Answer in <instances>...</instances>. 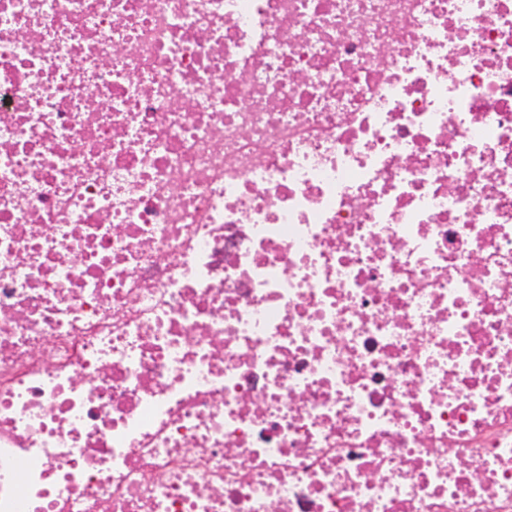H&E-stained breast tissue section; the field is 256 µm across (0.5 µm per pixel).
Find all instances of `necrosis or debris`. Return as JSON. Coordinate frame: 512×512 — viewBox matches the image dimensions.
I'll return each mask as SVG.
<instances>
[{
  "instance_id": "obj_1",
  "label": "necrosis or debris",
  "mask_w": 512,
  "mask_h": 512,
  "mask_svg": "<svg viewBox=\"0 0 512 512\" xmlns=\"http://www.w3.org/2000/svg\"><path fill=\"white\" fill-rule=\"evenodd\" d=\"M0 512H512V0H0Z\"/></svg>"
}]
</instances>
